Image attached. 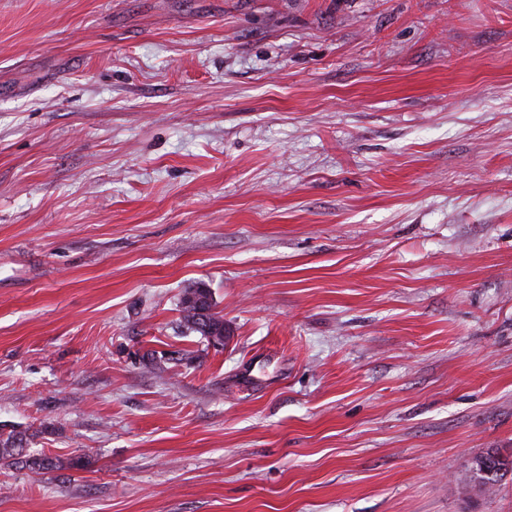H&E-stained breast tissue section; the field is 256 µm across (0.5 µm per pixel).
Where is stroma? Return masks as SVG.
I'll return each mask as SVG.
<instances>
[{
    "label": "stroma",
    "mask_w": 512,
    "mask_h": 512,
    "mask_svg": "<svg viewBox=\"0 0 512 512\" xmlns=\"http://www.w3.org/2000/svg\"><path fill=\"white\" fill-rule=\"evenodd\" d=\"M12 429L0 512H512V0H0ZM199 310L206 313H199ZM182 312L183 320L193 332L209 339H224V320L214 311L211 291L205 284L196 283L185 289ZM7 461L8 466L28 469L32 473L61 469V463L46 454H30L26 448V437L22 432L12 430L6 437L0 432V463Z\"/></svg>",
    "instance_id": "obj_1"
}]
</instances>
